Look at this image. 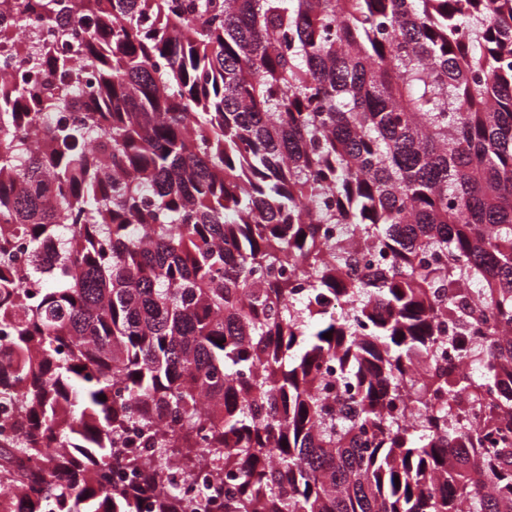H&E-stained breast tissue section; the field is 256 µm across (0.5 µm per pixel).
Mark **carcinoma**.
<instances>
[{
	"label": "carcinoma",
	"instance_id": "obj_1",
	"mask_svg": "<svg viewBox=\"0 0 512 512\" xmlns=\"http://www.w3.org/2000/svg\"><path fill=\"white\" fill-rule=\"evenodd\" d=\"M0 48V512H208L205 462L512 512V0H0ZM23 36L28 42L44 43L46 45L55 44L54 28L35 17H30L27 20Z\"/></svg>",
	"mask_w": 512,
	"mask_h": 512
}]
</instances>
